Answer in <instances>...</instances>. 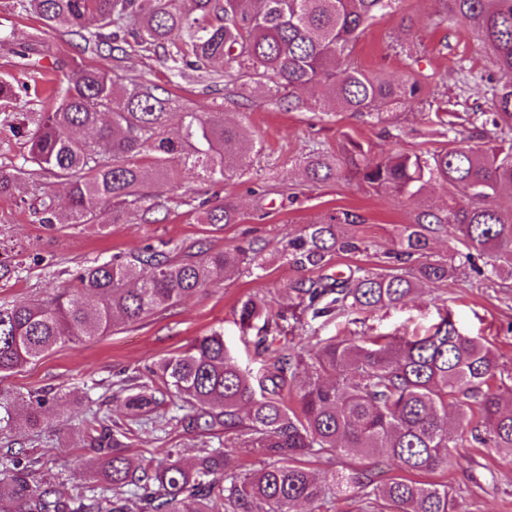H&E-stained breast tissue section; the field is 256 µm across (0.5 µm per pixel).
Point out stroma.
<instances>
[{
  "mask_svg": "<svg viewBox=\"0 0 512 512\" xmlns=\"http://www.w3.org/2000/svg\"><path fill=\"white\" fill-rule=\"evenodd\" d=\"M437 8L436 0H399L360 38L352 56L357 68L393 76L410 69L424 83L421 103L385 112L380 121L352 112L290 111L272 103L270 82L187 80L174 75L158 57L128 50L123 74L145 77L183 104H217L228 120H245L255 143L246 171L217 185L183 172L159 211L131 212L116 222L111 211L103 210L95 223L53 231L40 224L35 209L42 193L60 197L64 187L52 173L30 166L14 194L0 196V259L15 268L0 277V303L49 301L59 289L75 286L81 268L147 245L195 253L250 244L261 252L262 280L254 282L245 270L234 272L135 325L94 340L57 345L6 379V386L25 395L61 387L76 404L88 402L101 409L111 425L132 429L128 455L136 465L160 448L176 449L186 462L200 449L222 448L232 463L244 460L258 468L261 458L246 459L239 449L225 448L223 436L185 433L176 425L174 406H167L164 416L132 423L124 405L123 379L144 373L215 332L223 334L241 367L254 371L261 363L255 354L261 341L292 338L310 348L333 339H415L432 334L445 317L463 334L489 344L502 361H512V277L490 278L465 265L397 307L316 316L296 309L292 292L297 281L312 278V271L296 268L283 256L289 238L312 219L349 210L363 218L350 228L362 247L332 254L329 272L356 266L384 272L392 267L388 254L404 226L422 210L444 206L448 188L438 183L415 201L372 189L351 172L317 187L300 185L301 164L310 154H335L352 141L372 159L389 150L432 151L446 146L448 136L444 127L429 122V114L490 110L498 75L476 32L435 26ZM80 44L77 36L49 30L35 16L19 11L15 0H0V76L26 86L32 114L52 106V90L73 60L108 66V59L82 51ZM216 193L235 199L240 223H197L199 202ZM258 289L273 310L242 325L240 305ZM14 441L37 449L44 471L66 485L90 484L87 461L92 451L75 411L50 408L37 429L16 423L7 435H0V448ZM439 479L452 489L459 512H512V454L506 451L463 442L451 449L448 470Z\"/></svg>",
  "mask_w": 512,
  "mask_h": 512,
  "instance_id": "stroma-1",
  "label": "stroma"
}]
</instances>
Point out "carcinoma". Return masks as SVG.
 Listing matches in <instances>:
<instances>
[{"instance_id": "obj_1", "label": "carcinoma", "mask_w": 512, "mask_h": 512, "mask_svg": "<svg viewBox=\"0 0 512 512\" xmlns=\"http://www.w3.org/2000/svg\"><path fill=\"white\" fill-rule=\"evenodd\" d=\"M397 0H17L49 29L66 27L84 42L82 51L105 55L110 68L77 64L56 90L53 108L40 113L28 134L21 89L0 79V106L18 115L16 133L29 137L26 161L66 181L67 204L39 199L40 223L49 228L92 224L101 208L118 221L131 209L149 213L173 189L178 171L222 182L248 166L249 147L240 125L224 112L199 107L169 125L172 99L145 81L118 73L125 46L162 54L167 68L217 74L230 82L245 77L272 82L288 110H322L293 96L296 90L328 89L331 110L376 115L420 98L422 82L409 75L369 74L351 63L357 41L377 16ZM435 25L472 26L490 54L502 83L494 111L470 120L478 146L456 139L432 154L390 152L377 161L357 143L336 156L316 153L304 161L303 183L317 186L346 168L367 186L420 198L428 185H448V203L438 214L421 211L400 235L394 259L415 263L408 272L362 268L349 275H323L293 288L298 305L316 315L374 313L397 307L418 288L448 278L456 267L427 255L430 225L446 226L471 264L489 258L491 272L512 275V211L493 204L499 189H512V0H437ZM24 167L0 168V196L10 195ZM237 204L226 198L204 209L202 224H237ZM361 217L342 210L326 214L288 239L284 256L301 270L324 268L334 252L360 250L344 230ZM263 268L258 250L202 251L167 257L147 245L119 252L82 269L77 285L47 303L0 304V432L12 428L18 411L31 428L43 424V409L64 404L52 387L28 399L1 385L13 373L66 342L93 340L172 307L241 268ZM269 310L260 292L240 307L246 324ZM257 372L242 369L219 333L196 340L134 377L125 400L139 421L166 402H182L178 423L200 435L224 431L234 446L268 463L241 470L227 455L203 448L186 465L172 449L162 460L132 466L126 439L97 411L85 418L94 455L87 465L99 487L67 488L36 481L40 457L29 448L0 454V512H331L336 500L356 493L369 509L392 512H456L448 484L416 476L448 469L449 449L470 434L483 445L512 451V366L493 349L462 334L448 318L420 339L394 337L379 343L329 340L304 353L285 342L259 352ZM296 398L299 409L288 405ZM318 455L386 463L395 474L374 481L366 468L349 467L316 476L304 459Z\"/></svg>"}]
</instances>
